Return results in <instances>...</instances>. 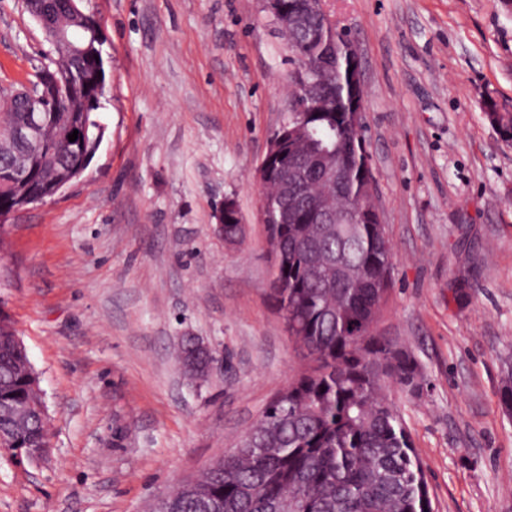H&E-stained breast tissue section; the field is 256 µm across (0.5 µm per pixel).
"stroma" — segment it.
Listing matches in <instances>:
<instances>
[{"mask_svg": "<svg viewBox=\"0 0 512 512\" xmlns=\"http://www.w3.org/2000/svg\"><path fill=\"white\" fill-rule=\"evenodd\" d=\"M352 36L365 140L393 246L379 334L422 368L391 398L434 512H512V107L503 0H325ZM100 20L109 103L82 176L0 228V313L40 376L50 447L0 450V512H148L228 452L308 360L269 299L254 172L293 66L261 0H84ZM48 44L0 0V87ZM235 197L246 238L214 232ZM184 336L223 364L191 384Z\"/></svg>", "mask_w": 512, "mask_h": 512, "instance_id": "obj_1", "label": "stroma"}]
</instances>
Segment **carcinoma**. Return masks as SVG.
<instances>
[{
	"instance_id": "obj_1",
	"label": "carcinoma",
	"mask_w": 512,
	"mask_h": 512,
	"mask_svg": "<svg viewBox=\"0 0 512 512\" xmlns=\"http://www.w3.org/2000/svg\"><path fill=\"white\" fill-rule=\"evenodd\" d=\"M41 11L46 30L68 25L64 0H45ZM309 24L308 36L291 37L289 57L296 67L300 56L321 55L343 37L337 27L323 23L317 10ZM327 66L324 83L301 72L296 77L328 101V108L308 120L312 153L304 194L331 199L336 224L318 237L317 225L306 223L301 207L294 221L282 224L280 195L273 187L266 195L272 202L266 230L288 251V263L272 273L271 298L278 312H288V333L307 351L310 364L288 384L286 395L270 401L218 466L205 468L194 479L204 496L180 485L168 495L166 512H277L293 497L299 498L303 512H424L432 506L424 497L427 483L411 435L387 394L394 385L415 391L423 374L406 348L375 332L392 282V244L385 225L348 221L350 210L367 204L362 187L373 173L363 167L358 133L348 125L352 93L346 62L331 55ZM82 95L86 107L64 112L61 119L91 147L106 99L91 88ZM14 103L0 123L11 126L24 119V104ZM322 149L336 155L344 168V182L337 188L321 180L316 153ZM33 150L29 144L3 140L0 162L21 166L19 174L40 185L54 168L49 163L30 168ZM12 336L8 321L1 318L0 406L33 408L42 399L40 378ZM176 361L191 382L208 381L205 360L192 342L179 345ZM500 405L512 415V365L507 361ZM1 425L0 448L48 445L47 425L33 414L22 428L0 418Z\"/></svg>"
}]
</instances>
